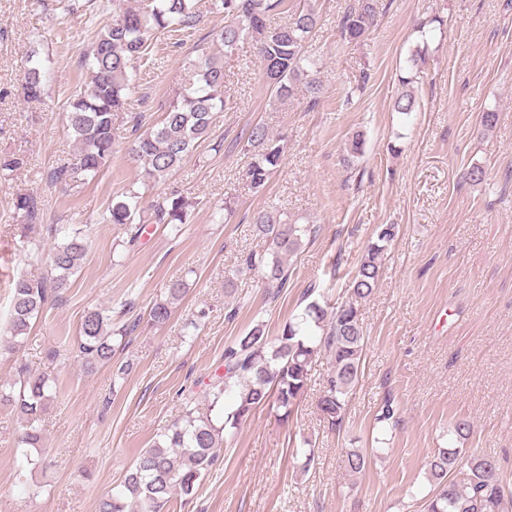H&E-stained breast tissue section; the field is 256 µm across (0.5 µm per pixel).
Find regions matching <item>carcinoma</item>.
I'll return each instance as SVG.
<instances>
[{"label": "carcinoma", "mask_w": 512, "mask_h": 512, "mask_svg": "<svg viewBox=\"0 0 512 512\" xmlns=\"http://www.w3.org/2000/svg\"><path fill=\"white\" fill-rule=\"evenodd\" d=\"M113 22L99 32L83 54L84 87L71 96L69 126L78 143L75 162L55 168L49 175L52 185L69 184L96 177L109 166L116 153L114 123L123 111L126 99L135 92L130 68L144 61L149 41L158 32H175L196 25L199 10L195 0H144L121 8ZM224 28L214 38L229 51L248 36L256 43L258 57L275 96H292L294 84L307 79L312 100H317L320 84L313 77L315 63L304 55V46L316 29L319 16L312 6L290 10L288 0H221ZM377 0H353L341 16L340 36L348 42L367 38L377 24ZM288 14V21L270 25L274 14ZM425 63L417 50L407 60L400 82H415ZM41 67L30 64L25 71L24 97L38 100L44 92ZM224 109V63L208 51L197 55L176 100L172 101L157 128L142 130L145 116L130 117L133 136L130 153L143 163L144 177L150 183L173 175L210 131L212 114ZM395 111L410 115L416 109L412 92H403L395 101ZM246 147L253 157L247 175L252 188L263 189L283 161L281 139L269 134L261 124L250 127ZM138 193L109 208L106 221L132 226L130 244L138 240L134 218L139 206ZM189 203L171 193L154 205V221L177 226L187 223ZM25 227L41 223L37 202L31 196L16 199ZM256 235L265 242L263 252H250L240 261L241 269L258 271L268 284L282 288L288 281L287 257L296 253L312 229L292 224L272 210H261L253 217ZM397 236V225L383 224L368 242L351 279L350 298L329 309L318 300L308 302L302 312L286 323L280 334H265L256 323L245 335L224 348L222 373L208 384L215 417H199L191 408L164 429L161 440L142 449L126 474L122 489L112 492L99 505V512H163L175 494L195 495L203 476L214 466L217 449L223 447L233 430L257 408L272 405L290 416L309 380L310 365L324 349L333 358V372L319 408L329 424L339 426L345 416L346 398L359 382L366 336L357 302L371 296L379 277L382 260ZM86 235L74 232L63 242L47 250L42 238L27 240V257L33 264H46L50 276L32 278L20 275L12 283V299L7 336L0 350L14 349L28 335L31 321L43 311L49 293L61 294L72 286L71 276L81 266L86 251ZM188 283L180 277L166 284V299L150 309V318L166 323L172 305L180 300ZM112 324L98 308L85 311L79 328L77 351L86 366L112 360ZM234 394L230 406L224 397ZM52 399L50 379L39 373L23 371L18 381L0 388V405L14 409L26 422L21 437L22 457L26 464L37 465L30 449L41 447V436L33 423ZM471 432L468 420L454 423V438L448 447L438 449L429 461L428 481L432 488L424 497L425 512H504L507 495L499 480L496 460L467 454L460 444ZM344 463L353 473L367 465V453L361 449L345 452Z\"/></svg>", "instance_id": "cac0c4a2"}]
</instances>
